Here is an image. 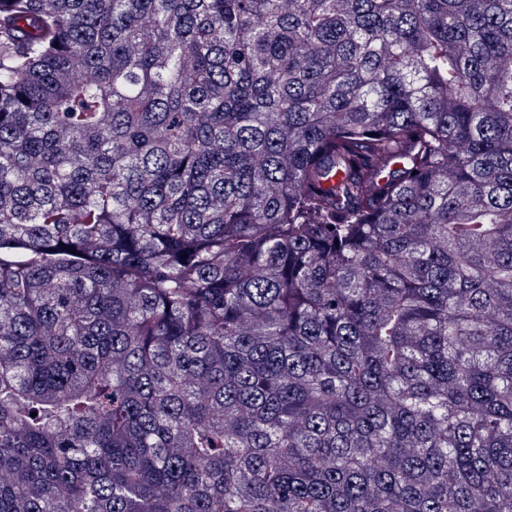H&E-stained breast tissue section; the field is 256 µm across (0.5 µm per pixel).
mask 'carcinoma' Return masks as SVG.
<instances>
[{
    "mask_svg": "<svg viewBox=\"0 0 512 512\" xmlns=\"http://www.w3.org/2000/svg\"><path fill=\"white\" fill-rule=\"evenodd\" d=\"M0 512H512V0H0Z\"/></svg>",
    "mask_w": 512,
    "mask_h": 512,
    "instance_id": "carcinoma-1",
    "label": "carcinoma"
}]
</instances>
